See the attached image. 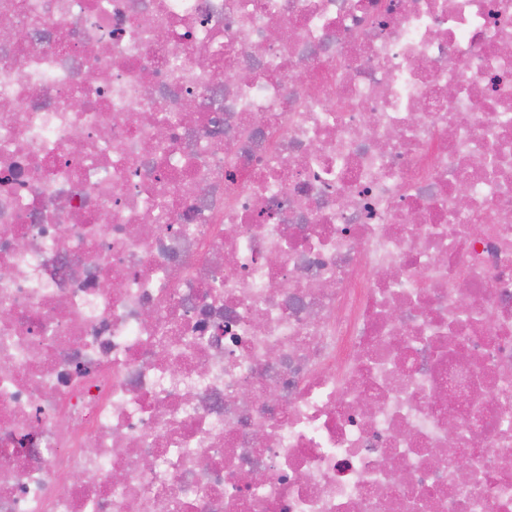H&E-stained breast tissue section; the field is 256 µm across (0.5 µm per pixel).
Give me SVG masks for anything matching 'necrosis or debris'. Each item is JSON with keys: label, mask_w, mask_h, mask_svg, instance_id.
<instances>
[{"label": "necrosis or debris", "mask_w": 512, "mask_h": 512, "mask_svg": "<svg viewBox=\"0 0 512 512\" xmlns=\"http://www.w3.org/2000/svg\"><path fill=\"white\" fill-rule=\"evenodd\" d=\"M0 17V512H512V0Z\"/></svg>", "instance_id": "necrosis-or-debris-1"}]
</instances>
